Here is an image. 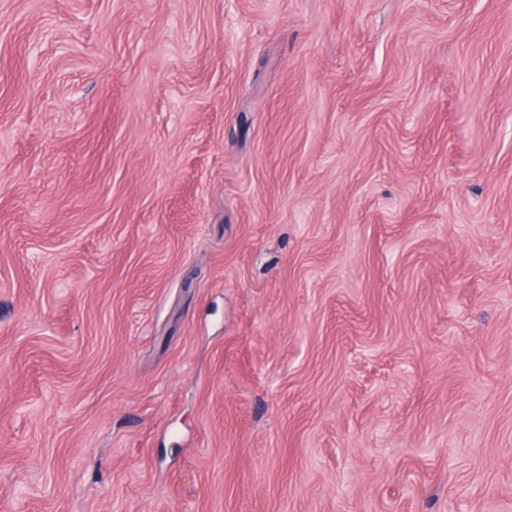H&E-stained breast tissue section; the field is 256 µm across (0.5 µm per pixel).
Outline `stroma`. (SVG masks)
<instances>
[{
    "mask_svg": "<svg viewBox=\"0 0 512 512\" xmlns=\"http://www.w3.org/2000/svg\"><path fill=\"white\" fill-rule=\"evenodd\" d=\"M0 512H512V0H0Z\"/></svg>",
    "mask_w": 512,
    "mask_h": 512,
    "instance_id": "1",
    "label": "stroma"
}]
</instances>
